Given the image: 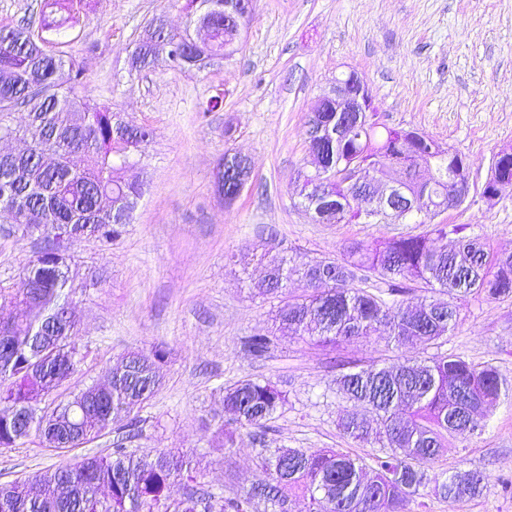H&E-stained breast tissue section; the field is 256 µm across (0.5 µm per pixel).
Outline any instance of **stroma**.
Here are the masks:
<instances>
[{"label": "stroma", "mask_w": 512, "mask_h": 512, "mask_svg": "<svg viewBox=\"0 0 512 512\" xmlns=\"http://www.w3.org/2000/svg\"><path fill=\"white\" fill-rule=\"evenodd\" d=\"M159 16L174 29L186 24L170 0H89L81 24L92 97L151 131L143 167L124 172L146 178L147 188L119 240L68 244L70 307L85 359L47 405L103 381L127 354L161 347L163 385L140 410L131 445L145 456L188 454L197 483L230 496L267 478L250 431L231 448L217 436L227 418L224 389L238 380L269 378L284 392L264 432L273 448L346 447L337 420L349 402L336 378L358 366L447 353L492 364L512 382V298H467L438 347L397 349L381 336L325 346L288 334L257 357L243 345L272 329L270 303L250 297L243 280L262 277V254L308 262L403 230L316 224L299 203L297 176L310 167L306 116L340 73L355 72L370 88L388 126L419 130L465 155L473 189L443 217L449 239L476 236L512 253V188L491 204L480 194L494 154L512 144V0H255L239 50L223 66L132 70L134 45ZM217 85L223 109L198 112ZM228 150L251 167L230 204L217 187ZM41 245L40 236H14L0 223V285L15 286ZM117 438L112 429L60 453L29 437L0 450V483L108 454ZM470 470L489 477L481 497L452 507L430 497L416 512H512V493L503 490L512 482V391L487 411L481 431L449 437L428 476L438 483Z\"/></svg>", "instance_id": "1"}]
</instances>
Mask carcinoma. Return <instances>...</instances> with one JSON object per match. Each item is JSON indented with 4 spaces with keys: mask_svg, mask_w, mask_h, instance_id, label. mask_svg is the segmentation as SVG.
Listing matches in <instances>:
<instances>
[{
    "mask_svg": "<svg viewBox=\"0 0 512 512\" xmlns=\"http://www.w3.org/2000/svg\"><path fill=\"white\" fill-rule=\"evenodd\" d=\"M180 2L191 20L210 22L207 49L198 51L189 30L168 31L159 22L135 46L138 67L162 61L173 71L203 70L237 47L236 27L224 25V0ZM85 10L86 0H44L38 16L0 25V139L27 141L25 157L0 154V216L26 234L34 229L45 233V245L27 261L19 285L0 287V300L15 306L11 325L0 326V448H12L32 434L82 445L114 427L132 433L139 409L162 385L157 364L163 351L133 352L112 369L110 386L94 395L92 411L69 412L60 403L52 421L37 406L54 388V377L70 376L83 360L76 320L64 316L71 257L52 234L63 230L110 244L127 222L100 210L101 197H109L113 208H133L144 194L143 183L125 180L122 171L151 131L133 124L123 138L120 114L89 96L87 64L73 48ZM223 107L224 89L216 87L199 109L208 113ZM18 110L25 111L23 124L16 120ZM400 154L399 132L369 119H348L346 134L327 151L336 183L319 191L310 174L299 172L302 205L316 206L320 195L336 203V219L358 220L361 211L352 210L349 202L358 190L346 176L353 164L371 165L381 177L404 181L418 199L447 202L448 158H435L433 173L424 178L414 169L392 170ZM46 156L54 162L45 166ZM78 156L91 166L76 168L73 158ZM446 238L448 225L426 223L419 233L374 245L351 242L339 258L297 264L276 256L266 265L267 276L250 282L249 290L277 302L278 330L320 344L385 332L396 347L414 341L437 345L456 324L457 300L469 295L512 298V254H494L467 237L450 250L441 244ZM295 276H311L316 283L307 294L290 297L288 282ZM373 280L388 288L372 286ZM415 288L443 291L451 299L405 305L400 297ZM272 344L269 335L247 341L256 356ZM336 384L349 400L375 414L370 421L346 409L337 422L345 439L375 449L367 457L352 448L265 447L262 429L284 404L285 394L269 379H243L224 389V409L231 415L222 428L224 446L233 447L240 430H255L266 483L233 497L191 487L172 503L167 495L172 482L195 481L190 462L169 451L148 461L118 443L105 456H86L31 480L0 483V512H288L293 496L307 500L310 512H413L428 467L447 448L448 436L468 422L475 402L492 404L508 390L507 379L495 367L458 355L361 368L342 374ZM484 481L477 471L456 473L433 493L452 506L479 496Z\"/></svg>",
    "mask_w": 512,
    "mask_h": 512,
    "instance_id": "carcinoma-1",
    "label": "carcinoma"
}]
</instances>
